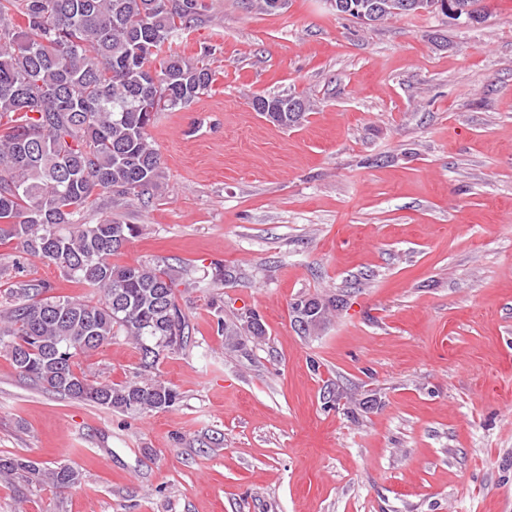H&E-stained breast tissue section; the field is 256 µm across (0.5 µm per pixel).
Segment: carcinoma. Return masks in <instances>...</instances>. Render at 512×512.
Returning <instances> with one entry per match:
<instances>
[{
    "instance_id": "obj_1",
    "label": "carcinoma",
    "mask_w": 512,
    "mask_h": 512,
    "mask_svg": "<svg viewBox=\"0 0 512 512\" xmlns=\"http://www.w3.org/2000/svg\"><path fill=\"white\" fill-rule=\"evenodd\" d=\"M336 11L380 13L386 0H344ZM203 0H0V244L55 265L63 280L97 299L55 294L56 285L0 269V349L22 376L47 392L123 414L165 411L177 388L155 374L161 358L186 347L189 316L174 288L181 271L163 262L117 264L112 256L139 232L87 213L102 198H140L163 176L149 128L159 113L189 106L215 82L203 63L159 58L180 28L195 25ZM23 19L17 25L15 18ZM254 111L288 129L311 110L303 96L256 95ZM341 295H302L292 320L303 336L325 328ZM236 351L266 335L254 311L240 323L217 320ZM123 337L138 350L134 379L114 383L80 368L75 357ZM0 479L56 489L80 483L69 464L42 468L0 455Z\"/></svg>"
}]
</instances>
